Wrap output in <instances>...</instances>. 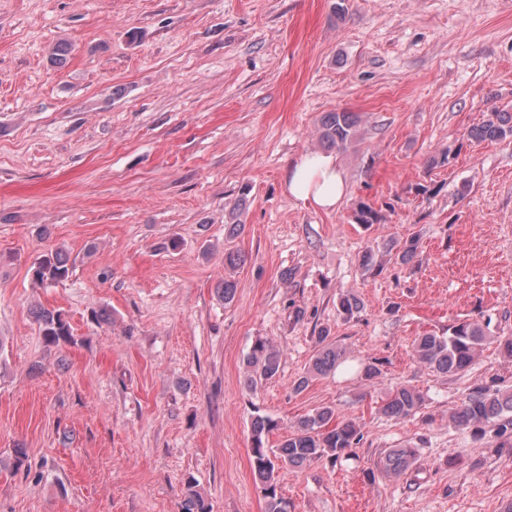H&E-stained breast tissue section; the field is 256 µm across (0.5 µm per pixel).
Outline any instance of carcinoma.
<instances>
[{
  "mask_svg": "<svg viewBox=\"0 0 512 512\" xmlns=\"http://www.w3.org/2000/svg\"><path fill=\"white\" fill-rule=\"evenodd\" d=\"M358 117L352 112H328L320 119V140L327 149H345L357 139ZM476 142L512 141V112L493 110L481 124L468 132ZM356 222L364 226L380 221L378 211L370 204L360 202L355 208ZM418 238L412 236L399 244H392L375 252L367 251L361 258L364 272L377 274L388 264H409L417 255ZM69 257L62 248L43 255L29 268L34 283H55L69 276ZM338 312L352 319L361 312V303L350 293L340 295L336 302ZM32 315L39 324L41 336L49 344L73 341L72 329L66 316L59 310L36 305ZM330 332L320 330L315 337L317 353L306 375L294 385L303 391L315 376L327 375L346 360V351L329 339ZM495 342L499 352L512 359V336H489L485 328L464 320L448 328V335L426 334L413 342L415 357L427 368L440 374H463L480 356L485 344ZM281 354L267 339L258 338L251 346L245 361L244 386L253 391L279 373ZM423 405L422 396L412 388L401 386L392 390L381 407L384 415L407 418L415 415ZM453 425L470 428L475 434H485L492 424L503 434L512 429V393L489 386L477 387L462 400L449 417ZM277 422L256 416L251 422L250 465L254 480L266 502V512H288V501L282 494L276 472L281 464L302 467L322 458L336 460L348 449L359 444L361 430L350 419L339 420L329 407L318 408L301 417L279 448L268 447L267 437ZM417 461L414 448H391L378 462L388 477H399L411 470Z\"/></svg>",
  "mask_w": 512,
  "mask_h": 512,
  "instance_id": "carcinoma-1",
  "label": "carcinoma"
}]
</instances>
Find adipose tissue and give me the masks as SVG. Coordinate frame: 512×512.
Masks as SVG:
<instances>
[{
    "mask_svg": "<svg viewBox=\"0 0 512 512\" xmlns=\"http://www.w3.org/2000/svg\"><path fill=\"white\" fill-rule=\"evenodd\" d=\"M287 190L294 198L331 210L345 198L346 181L334 155L305 154L290 167Z\"/></svg>",
    "mask_w": 512,
    "mask_h": 512,
    "instance_id": "ef3b65f1",
    "label": "adipose tissue"
}]
</instances>
